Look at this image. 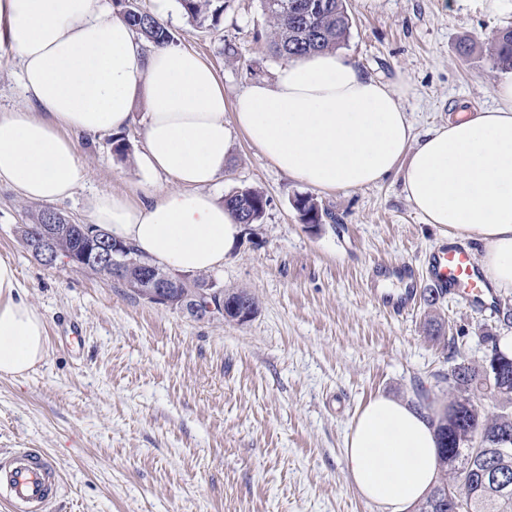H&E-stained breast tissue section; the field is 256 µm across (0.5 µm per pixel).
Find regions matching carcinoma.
<instances>
[{
  "label": "carcinoma",
  "mask_w": 512,
  "mask_h": 512,
  "mask_svg": "<svg viewBox=\"0 0 512 512\" xmlns=\"http://www.w3.org/2000/svg\"><path fill=\"white\" fill-rule=\"evenodd\" d=\"M230 0H180L187 18L198 26L217 27L224 20ZM134 32L144 40L162 46L174 41V35L156 14L128 3L112 0ZM267 16L268 39L274 55L281 60L334 50L345 42L351 17L345 0H261ZM494 64L512 70V27L500 32L494 46ZM269 200L251 187L241 188L225 198L224 204L239 222L251 218L259 224ZM295 208L304 224H321L323 215L314 198L301 195ZM55 215L49 210L30 213V223L20 226L26 240L40 233ZM87 246L75 229L60 238L58 247L81 254ZM486 354L477 361L457 357L455 339L447 340L448 373L435 374L448 380L456 394L455 402L470 403L475 393L489 390L498 399L490 414L461 407L453 421L444 418L438 425L440 437V477L427 497L415 506V512H512V357L499 350V337L482 336ZM501 362L497 376L486 372L490 361ZM486 431L482 448L469 445V431Z\"/></svg>",
  "instance_id": "1"
}]
</instances>
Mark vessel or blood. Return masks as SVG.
<instances>
[{"instance_id": "obj_1", "label": "vessel or blood", "mask_w": 512, "mask_h": 512, "mask_svg": "<svg viewBox=\"0 0 512 512\" xmlns=\"http://www.w3.org/2000/svg\"><path fill=\"white\" fill-rule=\"evenodd\" d=\"M428 266L431 282L439 292L480 306L492 296L483 272L464 248L452 243L440 247L429 256ZM380 273L399 277L405 288L396 296L374 292L375 302L392 316H406L419 290L413 265L384 267ZM62 486L60 469L51 455L27 448L0 451V498L12 512H50Z\"/></svg>"}]
</instances>
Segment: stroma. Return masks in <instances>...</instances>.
I'll return each instance as SVG.
<instances>
[{"mask_svg": "<svg viewBox=\"0 0 512 512\" xmlns=\"http://www.w3.org/2000/svg\"><path fill=\"white\" fill-rule=\"evenodd\" d=\"M352 26L340 51L367 76L403 91L415 134L457 112L495 108L505 76L492 60L512 14L490 18L468 0H347ZM166 23L224 83L227 105L280 67L261 0H230L223 24L196 26L171 0ZM240 55H222L224 40ZM15 50L0 44V113L24 107ZM218 198L241 188L269 199L261 223L207 279L259 300L244 324L197 319L150 303L122 283L47 268L18 228L36 202L0 183V258L10 260L29 302L47 321L44 360L0 378V448H33L59 462L63 489L50 512H378L347 480L344 441L357 410L377 395L416 402L418 387L451 402L436 372L443 340L479 358L485 332H500L495 305L452 296L417 302L396 318L367 285L377 268L413 264L421 289L429 255L447 239L424 223L397 175L351 190L310 192L279 172L242 132ZM84 175L55 210L90 223L89 202L109 191L139 200L134 159L112 137L78 136ZM312 194L330 219L310 227L294 207Z\"/></svg>", "mask_w": 512, "mask_h": 512, "instance_id": "obj_1", "label": "stroma"}]
</instances>
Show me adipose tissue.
Instances as JSON below:
<instances>
[{
  "instance_id": "adipose-tissue-1",
  "label": "adipose tissue",
  "mask_w": 512,
  "mask_h": 512,
  "mask_svg": "<svg viewBox=\"0 0 512 512\" xmlns=\"http://www.w3.org/2000/svg\"><path fill=\"white\" fill-rule=\"evenodd\" d=\"M21 64L24 108L0 113V181L30 201L71 196L83 176L73 134L121 133L143 105L144 173L171 189L140 203L101 192L95 224L157 265L199 273L223 264L241 235L208 191L241 130L262 157L317 191L358 189L390 174L424 223L481 244L496 290L512 292V79L497 107L414 136L399 93L337 51L298 57L250 83L225 121L224 85L196 53L138 38L106 0H0V41ZM46 320L11 261L0 259V377L45 357ZM438 400L380 395L346 435L345 475L379 512H406L438 477Z\"/></svg>"
}]
</instances>
